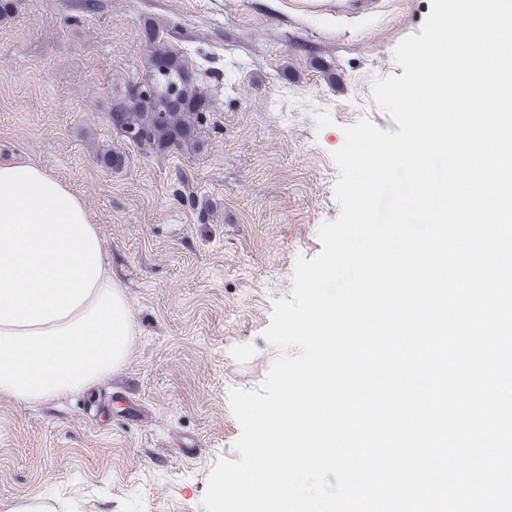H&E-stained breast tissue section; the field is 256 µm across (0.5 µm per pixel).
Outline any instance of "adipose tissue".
Here are the masks:
<instances>
[{"label": "adipose tissue", "mask_w": 512, "mask_h": 512, "mask_svg": "<svg viewBox=\"0 0 512 512\" xmlns=\"http://www.w3.org/2000/svg\"><path fill=\"white\" fill-rule=\"evenodd\" d=\"M133 334L84 202L37 165L0 164V398L93 391L123 367Z\"/></svg>", "instance_id": "ef3b65f1"}]
</instances>
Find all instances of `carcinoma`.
Here are the masks:
<instances>
[{
	"instance_id": "cac0c4a2",
	"label": "carcinoma",
	"mask_w": 512,
	"mask_h": 512,
	"mask_svg": "<svg viewBox=\"0 0 512 512\" xmlns=\"http://www.w3.org/2000/svg\"><path fill=\"white\" fill-rule=\"evenodd\" d=\"M146 32L151 46L143 78L147 87L128 86L114 94L123 109L118 132L150 152L193 150L218 86L206 82L211 75L207 60L193 67L183 52L160 38L153 23Z\"/></svg>"
}]
</instances>
